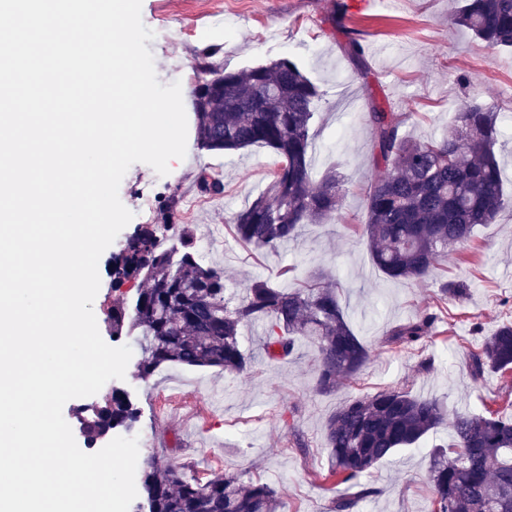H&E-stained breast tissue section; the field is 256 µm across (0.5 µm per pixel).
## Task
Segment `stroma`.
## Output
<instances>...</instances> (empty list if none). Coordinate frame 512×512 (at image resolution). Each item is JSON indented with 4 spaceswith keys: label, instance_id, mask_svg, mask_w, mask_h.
<instances>
[{
    "label": "stroma",
    "instance_id": "35a3bbf8",
    "mask_svg": "<svg viewBox=\"0 0 512 512\" xmlns=\"http://www.w3.org/2000/svg\"><path fill=\"white\" fill-rule=\"evenodd\" d=\"M453 0H372L351 14L348 26L365 49L368 74L344 53V33L328 20L334 0H142L141 18L155 37L147 44L161 84L195 88L205 80L204 65L235 71L272 60L293 61L318 87L321 98L311 127L312 167L323 173L337 166L344 176L342 206L335 219L307 224L298 239L267 258L237 243L227 224L234 213L262 191L277 158L265 147L232 154L200 148L187 135L179 174L165 176L137 163L125 174L119 198L133 224H192L206 261L223 267L233 288L258 276H280L284 266L298 277L324 271L339 282L348 321L367 345L370 360L356 382L331 393L314 389L317 348L298 343L286 358L268 361L259 350L262 324L243 328L241 341L254 358L246 374L217 368L160 366L141 379L127 371L121 388L141 410L133 431L141 445L139 462L193 464L199 476L235 473L276 485L280 512H329L341 488L320 479L328 468L325 424L349 397L390 387L443 401L448 414L512 409V377L488 372L474 379L469 353L505 320H512V205L496 223L477 226L435 273L420 282L386 277L373 264L357 231L366 219L363 188L374 172L372 133L366 121L371 100L407 114L403 131L416 139L440 136L471 100L495 101L501 130L497 145L505 187L512 192V51H491L454 24ZM219 174L224 193L203 191L201 169ZM179 192L181 204L168 212L164 201ZM126 233L103 252L100 289L93 302L97 322L107 307L121 302L110 268ZM465 281L470 295L438 304L439 288ZM437 318V332L410 350L388 341L390 330L416 317ZM442 425L419 445L399 450L364 480L379 487L378 497L360 502L354 512H432L433 488L427 479L434 446L449 441ZM303 440L305 449L295 446Z\"/></svg>",
    "mask_w": 512,
    "mask_h": 512
}]
</instances>
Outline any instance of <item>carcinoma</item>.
<instances>
[{
  "label": "carcinoma",
  "mask_w": 512,
  "mask_h": 512,
  "mask_svg": "<svg viewBox=\"0 0 512 512\" xmlns=\"http://www.w3.org/2000/svg\"><path fill=\"white\" fill-rule=\"evenodd\" d=\"M347 5L335 0L328 20L344 32L343 50L363 72L365 52L345 25ZM453 21L490 49L512 47V0H462ZM316 85L293 63L278 60L224 73V92L195 97L197 140L208 151L237 152L260 145L279 157L266 187L231 220L234 237L257 251L276 254L305 224L332 218L341 206L336 170L316 177L311 165V126ZM376 175L364 187L366 222L361 225L374 265L387 277L418 282L477 225L494 224L508 202L495 147L498 112L479 102L457 112L448 133L426 141L402 135L406 116L372 100ZM198 182L210 194H224L223 180L207 171ZM139 224L112 262V288L138 279L149 283L108 313L117 338L138 333L144 356L136 375L151 376L163 364L219 368L240 375L251 354L240 341L242 328L266 325L264 351L271 360L288 356L298 340L318 350L315 390L328 393L366 365L368 347L354 333L340 302L339 284L322 275L294 291L256 278L235 300L224 268L205 262L193 224ZM468 288L455 282L440 299L460 301ZM426 315L395 326L388 341L416 346L433 333ZM512 374V321L484 337L470 354L471 375ZM140 410L130 394L114 388L102 401L84 406L79 421L88 444L115 429L130 431ZM446 420L436 398L387 388L351 397L325 425L330 464L325 478L345 491L331 512H353L379 490L361 479L398 450L418 443ZM428 479L434 512H512V418L499 413L461 412L452 422L449 444L430 454ZM144 503L135 512H279L277 489L238 474L198 478L185 463L151 458L142 477Z\"/></svg>",
  "instance_id": "carcinoma-1"
}]
</instances>
